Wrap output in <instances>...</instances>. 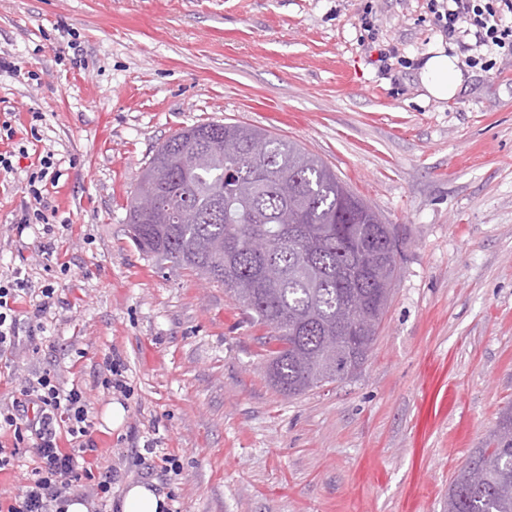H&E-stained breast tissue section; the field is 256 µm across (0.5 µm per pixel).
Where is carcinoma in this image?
I'll return each mask as SVG.
<instances>
[{"label":"carcinoma","mask_w":512,"mask_h":512,"mask_svg":"<svg viewBox=\"0 0 512 512\" xmlns=\"http://www.w3.org/2000/svg\"><path fill=\"white\" fill-rule=\"evenodd\" d=\"M262 142L265 171L245 157ZM166 180L174 211L192 223L142 221L130 208L135 246L224 289L248 320L268 329L269 382L294 397L351 378L368 361L397 267L386 261L390 225L321 158L298 143L241 123L194 124L169 138L141 181ZM237 267L224 277L226 249ZM365 304L366 328L337 329L352 298ZM445 512H512V406L484 447L472 451L448 485Z\"/></svg>","instance_id":"carcinoma-1"}]
</instances>
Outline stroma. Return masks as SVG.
Wrapping results in <instances>:
<instances>
[{"instance_id":"obj_1","label":"stroma","mask_w":512,"mask_h":512,"mask_svg":"<svg viewBox=\"0 0 512 512\" xmlns=\"http://www.w3.org/2000/svg\"><path fill=\"white\" fill-rule=\"evenodd\" d=\"M441 38L428 0H0V122L15 131L0 151L28 150L0 171V275L25 267L61 299L45 338L0 359V405L46 368L81 385L116 503L146 482L168 512H443L512 405V58L428 100L420 63ZM209 121L298 142L393 225L398 277L351 380L284 396L265 328L132 243L150 159ZM47 152L60 178L41 209L65 274L18 227ZM108 354L128 392L103 387ZM166 454L167 481L148 472Z\"/></svg>"}]
</instances>
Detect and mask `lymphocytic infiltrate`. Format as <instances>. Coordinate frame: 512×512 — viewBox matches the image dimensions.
Wrapping results in <instances>:
<instances>
[{
	"label": "lymphocytic infiltrate",
	"instance_id": "1",
	"mask_svg": "<svg viewBox=\"0 0 512 512\" xmlns=\"http://www.w3.org/2000/svg\"><path fill=\"white\" fill-rule=\"evenodd\" d=\"M430 11L448 37L473 35L480 55L467 56L468 67L489 68L491 56L512 57V0H432ZM56 289L46 284L31 290L29 276L15 268L0 276V356L19 346V304L31 300L34 317L55 302ZM10 434L11 445L0 444V472L15 469L21 449H32L33 468L22 496L0 498V512H64L71 492L85 488L107 512L112 499L113 474L100 470L85 390L60 382L47 369L25 381L19 398L0 408V435Z\"/></svg>",
	"mask_w": 512,
	"mask_h": 512
}]
</instances>
